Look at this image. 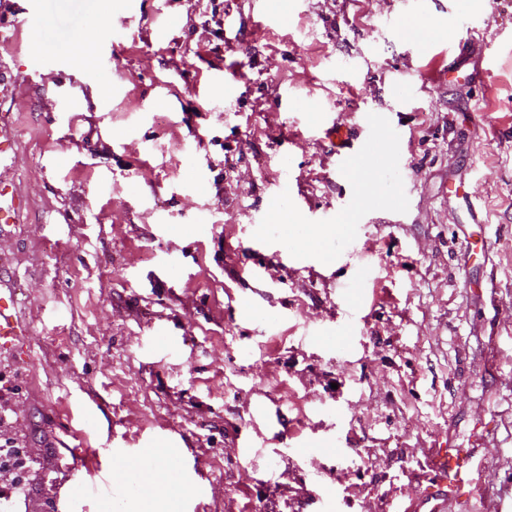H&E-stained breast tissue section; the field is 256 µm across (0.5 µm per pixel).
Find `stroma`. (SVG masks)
I'll return each mask as SVG.
<instances>
[{"label": "stroma", "mask_w": 512, "mask_h": 512, "mask_svg": "<svg viewBox=\"0 0 512 512\" xmlns=\"http://www.w3.org/2000/svg\"><path fill=\"white\" fill-rule=\"evenodd\" d=\"M253 2L90 0L100 25L133 19L109 83L92 46L31 37L24 0L1 5L17 144L0 186L26 207L0 228V276L27 333L0 339V512H97L71 494L80 442L141 488L108 512H149L173 475L204 485L196 512H325L326 492L334 512H397L436 448L484 468L448 512H512V0L459 36L399 0H264L280 22L258 29ZM165 12L181 26L161 39ZM488 49L490 76L428 81ZM231 72L228 102L212 80ZM291 97L355 133L386 113L403 165L382 138L340 177ZM325 212L289 259L249 239L251 218ZM344 325L341 353L308 336Z\"/></svg>", "instance_id": "1"}]
</instances>
